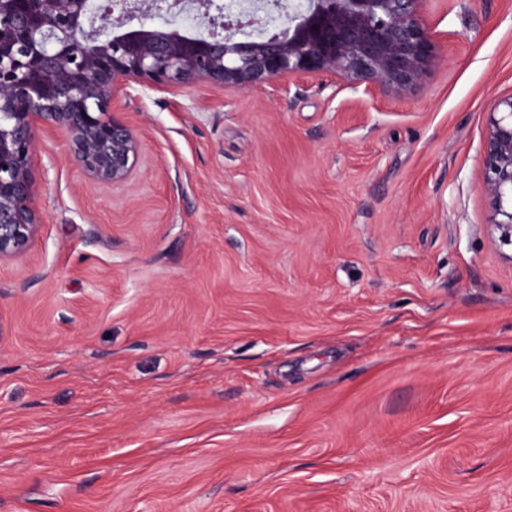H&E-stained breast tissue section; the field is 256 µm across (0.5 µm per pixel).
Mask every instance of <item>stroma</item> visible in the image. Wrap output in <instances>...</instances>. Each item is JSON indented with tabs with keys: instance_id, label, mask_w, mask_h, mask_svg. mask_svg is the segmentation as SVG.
<instances>
[{
	"instance_id": "obj_1",
	"label": "stroma",
	"mask_w": 512,
	"mask_h": 512,
	"mask_svg": "<svg viewBox=\"0 0 512 512\" xmlns=\"http://www.w3.org/2000/svg\"><path fill=\"white\" fill-rule=\"evenodd\" d=\"M403 95L134 86L119 186L37 129L0 261V512H512V263L480 149L512 0H428Z\"/></svg>"
}]
</instances>
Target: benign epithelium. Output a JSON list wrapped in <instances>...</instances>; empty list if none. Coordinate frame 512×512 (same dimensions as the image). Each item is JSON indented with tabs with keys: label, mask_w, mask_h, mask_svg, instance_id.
I'll return each instance as SVG.
<instances>
[{
	"label": "benign epithelium",
	"mask_w": 512,
	"mask_h": 512,
	"mask_svg": "<svg viewBox=\"0 0 512 512\" xmlns=\"http://www.w3.org/2000/svg\"><path fill=\"white\" fill-rule=\"evenodd\" d=\"M426 2L303 0L270 29L259 4L226 13L218 0H0V260L38 232L37 127L66 130L83 172L116 185L140 156L137 134L112 108L133 83L244 91L326 75L345 89L404 94L441 60ZM191 11L207 32L147 24L154 13ZM480 164L489 242L512 263V93L486 112Z\"/></svg>",
	"instance_id": "obj_1"
}]
</instances>
